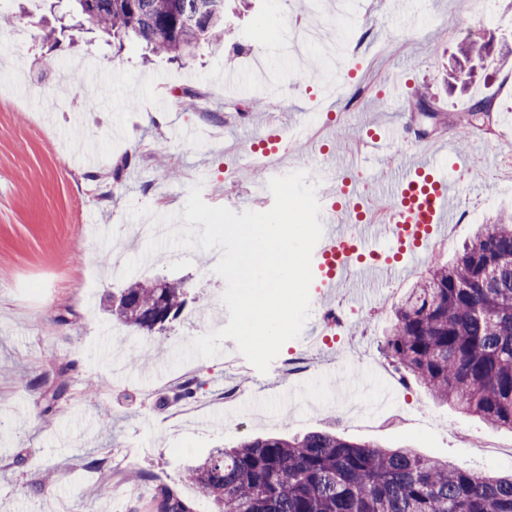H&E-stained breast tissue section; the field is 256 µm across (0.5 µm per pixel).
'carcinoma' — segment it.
<instances>
[{"instance_id": "carcinoma-1", "label": "carcinoma", "mask_w": 512, "mask_h": 512, "mask_svg": "<svg viewBox=\"0 0 512 512\" xmlns=\"http://www.w3.org/2000/svg\"><path fill=\"white\" fill-rule=\"evenodd\" d=\"M98 0L89 22L143 41L155 52L191 58L203 42H218L224 0ZM463 66L453 79L467 85L476 70L496 65L475 42H461ZM492 100L459 113L474 125ZM112 298L118 323L163 331L188 304L183 282L132 280ZM381 346L438 404L475 415L491 429L512 431V213L476 229L464 251L436 257L391 307ZM202 383L189 378L175 399L193 398ZM185 480L210 512H512V475L463 471L411 448L382 449L328 431L253 437L217 448L188 469ZM149 512H200L196 501L156 485Z\"/></svg>"}]
</instances>
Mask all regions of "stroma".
Masks as SVG:
<instances>
[{
  "label": "stroma",
  "instance_id": "obj_1",
  "mask_svg": "<svg viewBox=\"0 0 512 512\" xmlns=\"http://www.w3.org/2000/svg\"><path fill=\"white\" fill-rule=\"evenodd\" d=\"M394 0H347L339 15L330 0L322 13L301 0H232L229 32L217 44H201L193 58L171 60L136 42L117 47L82 20L74 0H10L0 9V512H131L151 495L140 473L209 505L184 482L186 468L212 449L265 435H303L327 430L383 447L415 449L468 471L512 473V432L488 430L478 418L436 406L413 382L402 422L379 426L372 418L336 405L344 379L370 383L377 392L394 385L395 366L380 337L388 308L409 288L402 281L373 298L337 297L312 302L310 322L327 307L350 317L333 347L303 335L287 341L267 373L236 350L171 367L174 349L227 325L220 297L224 280L214 273L221 248L163 250L137 270L140 278L184 280L190 303L166 330L146 335L116 324L107 297L124 287L126 261L147 243L130 207L158 214L183 211L188 191L201 185L204 201L235 212H264L274 202L263 179L243 158L260 127L288 131L294 118L310 121L314 98L335 84L367 82L372 90L356 111L336 96L323 144L330 153H355L371 123L402 115L403 130L377 159L367 160L359 187L377 198L386 169L408 151L407 133L455 144L477 170L458 185L452 205L460 209L451 240L434 253L461 250L476 224L512 208V178L502 177L498 130L512 117V64L479 75L467 92L447 88L445 78L457 45L466 39L492 54L495 37L512 32V0H422L416 19L401 16ZM318 24L327 40L350 50L357 72L346 76L319 48L320 64L307 81L293 78V64L280 58L271 68L275 91L267 111L254 114V92L224 94V74L269 59L298 25ZM112 86L105 111L87 110L82 91L93 83ZM198 94L194 107L184 90ZM426 91L441 117L430 129L410 100ZM492 97L486 127L465 128L456 115L472 101ZM144 360L127 363L132 351ZM305 352L308 368L292 374L282 361ZM203 383L196 398L174 402L178 384ZM69 383L67 395L46 410L44 384ZM95 380L96 390L86 388ZM305 387L297 401L284 389ZM242 389L239 400L224 393ZM490 434L494 447H466L464 434ZM112 471V491L101 495L89 459Z\"/></svg>",
  "mask_w": 512,
  "mask_h": 512
}]
</instances>
